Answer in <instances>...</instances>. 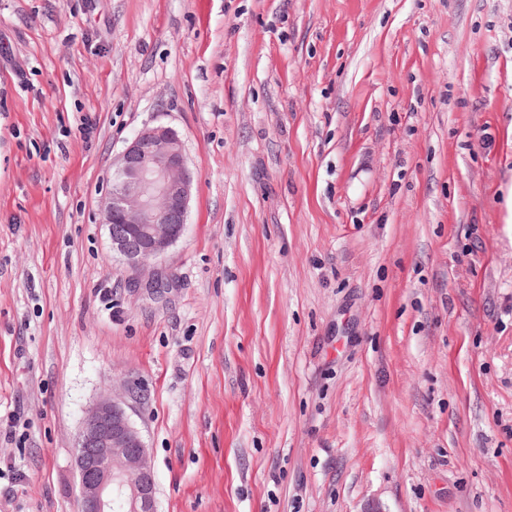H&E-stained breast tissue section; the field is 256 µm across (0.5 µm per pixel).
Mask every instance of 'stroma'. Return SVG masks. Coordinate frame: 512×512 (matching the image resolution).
I'll list each match as a JSON object with an SVG mask.
<instances>
[{
  "mask_svg": "<svg viewBox=\"0 0 512 512\" xmlns=\"http://www.w3.org/2000/svg\"><path fill=\"white\" fill-rule=\"evenodd\" d=\"M180 135L183 236L101 212ZM512 0H0V512L125 396L158 512H512ZM192 181L181 139L169 126H146L119 156L102 213L112 251L133 273L131 288H141L140 270L182 236Z\"/></svg>",
  "mask_w": 512,
  "mask_h": 512,
  "instance_id": "stroma-1",
  "label": "stroma"
}]
</instances>
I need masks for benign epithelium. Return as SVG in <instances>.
Wrapping results in <instances>:
<instances>
[{
    "label": "benign epithelium",
    "mask_w": 512,
    "mask_h": 512,
    "mask_svg": "<svg viewBox=\"0 0 512 512\" xmlns=\"http://www.w3.org/2000/svg\"><path fill=\"white\" fill-rule=\"evenodd\" d=\"M192 173L181 139L169 126L143 128L119 156L103 194L112 251L132 272L158 261L182 236ZM125 401L103 397L89 408L76 440L81 479L77 512H157L148 450Z\"/></svg>",
    "instance_id": "benign-epithelium-1"
}]
</instances>
